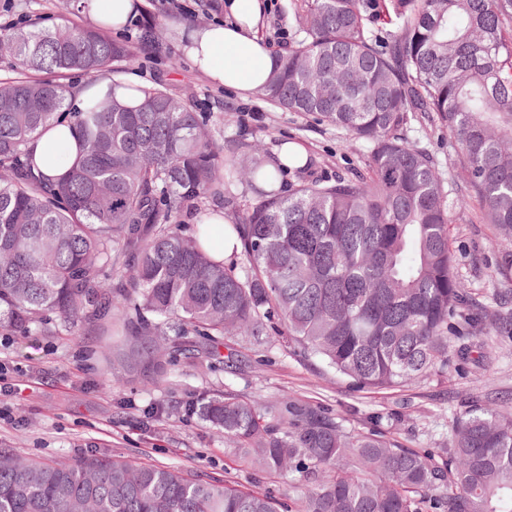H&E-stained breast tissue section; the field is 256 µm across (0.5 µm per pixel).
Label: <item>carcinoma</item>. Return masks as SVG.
Segmentation results:
<instances>
[{"instance_id":"obj_1","label":"carcinoma","mask_w":512,"mask_h":512,"mask_svg":"<svg viewBox=\"0 0 512 512\" xmlns=\"http://www.w3.org/2000/svg\"><path fill=\"white\" fill-rule=\"evenodd\" d=\"M301 38L256 96L368 144L366 170L302 178L242 137L228 152L189 98L158 84L67 111L61 81L131 66L135 49L67 20L0 31L21 73L0 80V328L51 331L50 313L119 327L163 377L203 339L219 362L224 333L275 334L360 388L448 369L450 342L470 360L483 331L454 271L448 225L466 205L413 122L448 130L480 220L499 235L497 273L512 282V0H312ZM159 23L140 42L164 51ZM72 122L81 156L52 181L31 143ZM245 184L251 194L237 193ZM224 210L240 250L215 257ZM176 339L161 350L160 339ZM189 411L267 476L300 474L294 495L90 456L21 460L0 448V512H512V416L474 404L445 461L371 431L348 434L326 409L216 392Z\"/></svg>"}]
</instances>
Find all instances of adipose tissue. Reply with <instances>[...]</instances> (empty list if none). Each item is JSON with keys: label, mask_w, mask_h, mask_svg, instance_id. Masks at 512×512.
Masks as SVG:
<instances>
[{"label": "adipose tissue", "mask_w": 512, "mask_h": 512, "mask_svg": "<svg viewBox=\"0 0 512 512\" xmlns=\"http://www.w3.org/2000/svg\"><path fill=\"white\" fill-rule=\"evenodd\" d=\"M228 10L229 21L193 29L184 35L185 56L214 84L241 92L257 91L266 83L275 63L256 30L262 4L260 0H231ZM54 151L61 152L69 161L78 159L75 129L55 126L35 142V165L48 178L64 173L63 167L50 157Z\"/></svg>", "instance_id": "ef3b65f1"}]
</instances>
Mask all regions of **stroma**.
<instances>
[{"mask_svg": "<svg viewBox=\"0 0 512 512\" xmlns=\"http://www.w3.org/2000/svg\"><path fill=\"white\" fill-rule=\"evenodd\" d=\"M164 2L140 0V7L161 23L168 54L138 55L134 66L108 67L105 76L132 77L145 86L163 82L190 96L196 111L215 117L231 111L235 122L224 126L218 137L224 148H232L241 131L273 154L283 142L301 144L311 175L335 176L363 168L369 153L366 143L256 95L226 90L182 58L176 43L179 31L227 21L225 0H209L208 13L192 15L167 13ZM66 3L0 0V27L23 26L64 12L91 27L86 14L66 10ZM297 4L298 0H274L265 12L260 33L269 50L279 49V32H286L289 40L298 39ZM174 56L179 59L175 65L170 62ZM480 207L479 199L470 197L449 224L448 236L457 277L476 301L471 312L487 326L478 336L491 349L487 357L464 365L454 357L445 372L402 387L360 391L350 379L319 362L292 354L275 335L259 345L247 336L226 335L220 354L235 355V368L213 367L186 354L167 378L157 379L142 364L119 362V352L130 351V343L100 335L97 326L81 320L52 335L34 329L14 336L0 330V368L7 370L9 382L22 386L18 392L0 391V448L25 459L71 464L94 454L121 457L227 478L248 488L256 475L229 453L223 432L184 412L185 405L219 390L270 403L296 397L338 417L347 433L374 430L403 447L440 454L473 398L512 416V330L493 327L503 311L500 299L512 287L496 273V231L477 222ZM151 404L160 412L145 416Z\"/></svg>", "mask_w": 512, "mask_h": 512, "instance_id": "stroma-1", "label": "stroma"}]
</instances>
